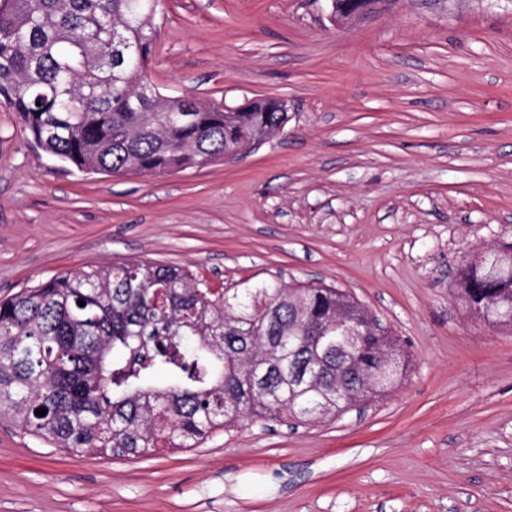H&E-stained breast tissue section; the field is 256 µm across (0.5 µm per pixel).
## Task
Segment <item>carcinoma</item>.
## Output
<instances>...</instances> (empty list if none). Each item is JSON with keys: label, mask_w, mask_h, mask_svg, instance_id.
I'll list each match as a JSON object with an SVG mask.
<instances>
[{"label": "carcinoma", "mask_w": 512, "mask_h": 512, "mask_svg": "<svg viewBox=\"0 0 512 512\" xmlns=\"http://www.w3.org/2000/svg\"><path fill=\"white\" fill-rule=\"evenodd\" d=\"M158 4L0 0V103L44 152L84 173L152 176L285 128L275 98L230 110L162 94L148 72ZM492 261L461 271L460 296L511 328L500 312L512 277L496 279ZM372 320L327 286L215 293L183 267L139 261L62 273L0 300V414L69 454L128 459L195 448L245 421L334 418L347 363L367 400L406 374V360L379 363L386 338ZM158 373L167 383H151Z\"/></svg>", "instance_id": "carcinoma-1"}]
</instances>
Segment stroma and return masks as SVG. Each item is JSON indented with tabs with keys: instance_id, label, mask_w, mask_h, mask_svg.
I'll return each instance as SVG.
<instances>
[{
	"instance_id": "obj_1",
	"label": "stroma",
	"mask_w": 512,
	"mask_h": 512,
	"mask_svg": "<svg viewBox=\"0 0 512 512\" xmlns=\"http://www.w3.org/2000/svg\"><path fill=\"white\" fill-rule=\"evenodd\" d=\"M164 95L277 98L257 148L156 177L86 175L0 105V299L88 265L353 295L410 362L366 412L247 422L137 460L0 418V512H512V328L458 296L512 241V0H161Z\"/></svg>"
}]
</instances>
